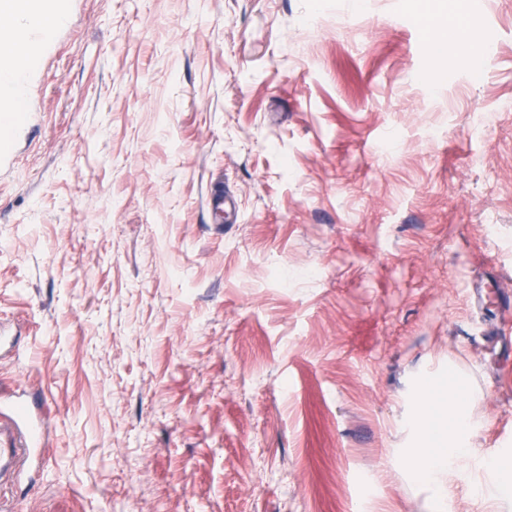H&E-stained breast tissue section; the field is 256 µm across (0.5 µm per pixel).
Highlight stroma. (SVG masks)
Instances as JSON below:
<instances>
[{"mask_svg":"<svg viewBox=\"0 0 512 512\" xmlns=\"http://www.w3.org/2000/svg\"><path fill=\"white\" fill-rule=\"evenodd\" d=\"M484 45L434 41L415 2ZM0 137V399L41 396L7 512H433L421 379L512 458V0H36ZM232 212L208 205L213 183Z\"/></svg>","mask_w":512,"mask_h":512,"instance_id":"1","label":"stroma"}]
</instances>
